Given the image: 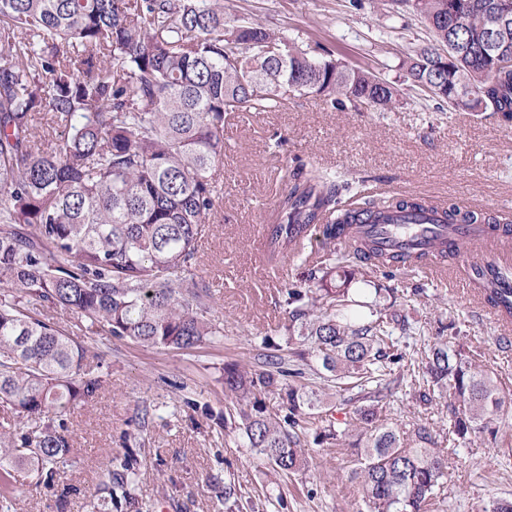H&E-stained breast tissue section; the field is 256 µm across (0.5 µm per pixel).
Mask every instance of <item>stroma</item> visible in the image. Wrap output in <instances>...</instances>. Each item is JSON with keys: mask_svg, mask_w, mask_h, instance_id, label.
I'll return each instance as SVG.
<instances>
[{"mask_svg": "<svg viewBox=\"0 0 512 512\" xmlns=\"http://www.w3.org/2000/svg\"><path fill=\"white\" fill-rule=\"evenodd\" d=\"M226 13L261 20L308 47L373 70L399 91L389 112L338 111L317 97H295L264 112L237 113L224 127V157L216 166L223 195L199 241L193 272L209 283V316L221 329L214 340L189 350L156 349L91 327L75 313L48 310L65 332L96 354L103 386L94 400L71 410L73 467L50 484L20 471L18 490L0 496V512H92L103 471L133 450L139 458L133 493L150 512H362V490L351 479L349 449L319 445L314 431L351 415L348 387L315 379L325 392L304 437L308 463L285 476L254 455L241 431L217 424L231 406L224 367L257 368L264 340L288 346V315L281 288L302 263L284 254L270 260L261 229L274 223L288 182L286 162L301 157L336 175H353L357 190L386 188L389 195L470 204L512 222V124L485 112H451L414 88L407 61L427 35L409 12L383 0H223ZM442 279L418 269L386 278L381 304L406 314L418 333L406 359L419 364L427 344L452 337L478 349L486 370L512 391V331L482 307L477 289L451 279L458 259H445ZM382 416L409 427L438 431L446 415L410 395V381L394 378ZM512 407L496 442L480 438L448 447V474L431 512H482L496 497L512 499ZM235 491L224 502L225 486Z\"/></svg>", "mask_w": 512, "mask_h": 512, "instance_id": "stroma-1", "label": "stroma"}]
</instances>
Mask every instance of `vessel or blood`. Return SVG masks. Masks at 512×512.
Returning a JSON list of instances; mask_svg holds the SVG:
<instances>
[{"label":"vessel or blood","mask_w":512,"mask_h":512,"mask_svg":"<svg viewBox=\"0 0 512 512\" xmlns=\"http://www.w3.org/2000/svg\"><path fill=\"white\" fill-rule=\"evenodd\" d=\"M446 204L435 203L425 211H406L396 214L392 222L374 224L367 221L347 225L337 235L338 248L354 250L359 241L375 242L382 250L395 253L423 254L425 271L436 272L440 265L435 253L438 243L456 247L466 241L479 243L475 252L463 254L461 264L464 271L482 266L488 277L507 274V287L512 288V225L489 226L486 224L448 223Z\"/></svg>","instance_id":"vessel-or-blood-1"}]
</instances>
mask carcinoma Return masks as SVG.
I'll list each match as a JSON object with an SVG mask.
<instances>
[{"mask_svg":"<svg viewBox=\"0 0 512 512\" xmlns=\"http://www.w3.org/2000/svg\"><path fill=\"white\" fill-rule=\"evenodd\" d=\"M445 0H388L420 18L429 38L408 63L411 82L453 111L493 112L512 120V24L498 57L459 52L441 63ZM458 37L479 39L501 0H457ZM330 107L384 112L398 91L375 72L331 54L315 57L258 20L224 14L221 0H0V403L24 428L0 431V485L12 489L26 468L49 484L70 461L71 409L102 388L88 347L45 317L69 310L110 335L157 348L189 349L219 335L207 317L209 288L192 273L203 227L213 223L221 186L224 125L233 112H263L296 96ZM63 128L43 152L35 115ZM351 183L299 158L278 203L274 246L288 245L328 212L342 221L322 230L327 252L299 281L281 289L288 309L289 358L263 368L224 370L237 401L224 425L288 476L305 466L301 436L320 403L304 383L314 358L324 379L354 378L349 399L359 423L350 442L367 512H424L443 488L448 456L425 426L411 432L378 415L382 381L405 360L394 331L410 330L388 307L336 287V267L351 263L362 282L390 276L399 258L365 246L336 251V234L353 218L341 206ZM425 199L362 202L378 220L391 210L421 209ZM448 220L484 224L474 211L448 207ZM477 351L448 341L429 346L413 392L429 403L448 398V434L496 442L508 395ZM274 393L284 415L268 412ZM349 436L329 422L317 444ZM138 456L117 458L100 483L97 512H143L130 487Z\"/></svg>","mask_w":512,"mask_h":512,"instance_id":"obj_1","label":"carcinoma"}]
</instances>
